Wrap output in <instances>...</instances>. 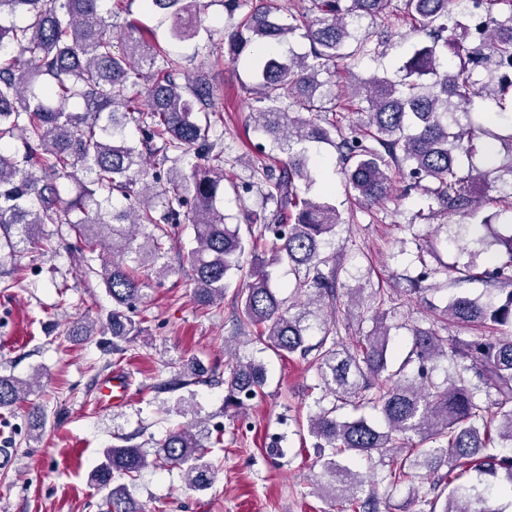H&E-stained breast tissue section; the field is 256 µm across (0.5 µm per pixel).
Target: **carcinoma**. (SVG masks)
I'll return each instance as SVG.
<instances>
[{
	"instance_id": "carcinoma-1",
	"label": "carcinoma",
	"mask_w": 512,
	"mask_h": 512,
	"mask_svg": "<svg viewBox=\"0 0 512 512\" xmlns=\"http://www.w3.org/2000/svg\"><path fill=\"white\" fill-rule=\"evenodd\" d=\"M144 2L146 12L169 17L170 36L179 40L199 36L209 4L225 9V57L247 62L251 82L243 91L256 103L250 117L278 152L259 146L268 160L250 163L251 182L242 186L245 193L263 186L274 204L268 213L243 210L249 248L268 239L270 257L245 267L249 248L225 222L224 132L217 131L223 89L215 81L189 76L140 20L114 26L125 0H114L112 10L103 0H0V260L74 237L73 247L100 261L86 274L104 284L112 310L105 322H87L69 335L108 333L119 351L142 331V273L166 276V242L189 227L196 308L223 303L229 280L240 273L238 330L255 328L263 348L316 368L322 395L307 413V432L321 470L318 495L343 512H389L376 485L395 489L423 470L430 486L420 512H512V456L491 453L512 447V234L497 236L494 262L469 275L495 286L496 295H454L440 310L450 324L489 334L464 340L413 326L410 349L394 370L385 313L373 311L372 329L348 345L332 336L323 316V305L338 297L336 267L323 250L340 213L312 196L321 172L309 151L313 144L332 147L346 187L365 207L388 196L397 168L431 201V212L477 216L489 187L461 156L484 132L481 119L492 116L471 112L474 101L494 96L497 80L512 86V0H474L469 14L459 12L458 0H402L401 12L424 41L398 79L378 72L363 79L348 64L378 53L371 40L357 37L361 20H381L378 43L390 36L391 0H309L303 10L288 0ZM296 33L306 52L270 50ZM448 53L456 61L445 68L441 56ZM340 62L348 81L327 91L322 75ZM346 101L365 114L360 124L343 123ZM503 150L499 180L512 189V133ZM494 219L512 223V192L479 226ZM48 224L56 233L44 230ZM283 264L296 275L302 310L293 315L272 283L270 267ZM313 320L324 329L315 343ZM442 359L456 367L443 385L430 375ZM202 373L187 362L159 389H182ZM265 380L262 363L235 358L224 376V408L245 409ZM38 385L37 375H0V412L29 401ZM481 392L494 396L491 404L478 402ZM347 406L375 415L345 416ZM210 435L194 420L167 432L151 452L129 438L105 449L91 474L109 489L103 512H136L126 487L110 485L150 467L178 468L188 489H207L214 477L204 443ZM348 455L377 459L385 470L379 477L354 470L342 463ZM501 471L505 486L496 483Z\"/></svg>"
}]
</instances>
